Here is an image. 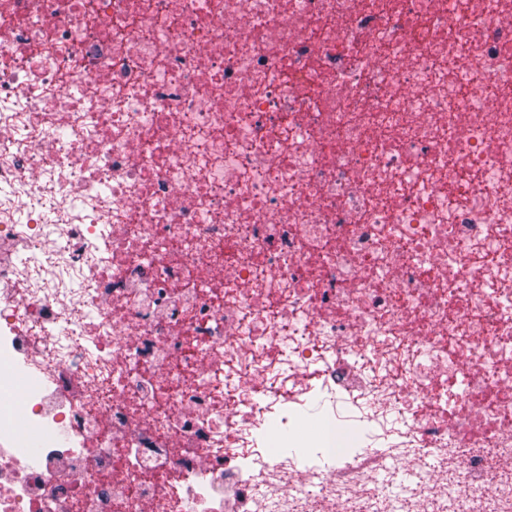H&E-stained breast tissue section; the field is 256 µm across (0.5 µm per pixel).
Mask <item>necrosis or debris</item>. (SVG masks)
<instances>
[{"label":"necrosis or debris","instance_id":"obj_1","mask_svg":"<svg viewBox=\"0 0 512 512\" xmlns=\"http://www.w3.org/2000/svg\"><path fill=\"white\" fill-rule=\"evenodd\" d=\"M64 316L84 344L31 337ZM317 381L412 421L263 460ZM489 442L512 466V0H0V512H391L395 461L402 512H512ZM288 455L296 454L304 466H323L329 462L331 450L329 448H286Z\"/></svg>","mask_w":512,"mask_h":512}]
</instances>
